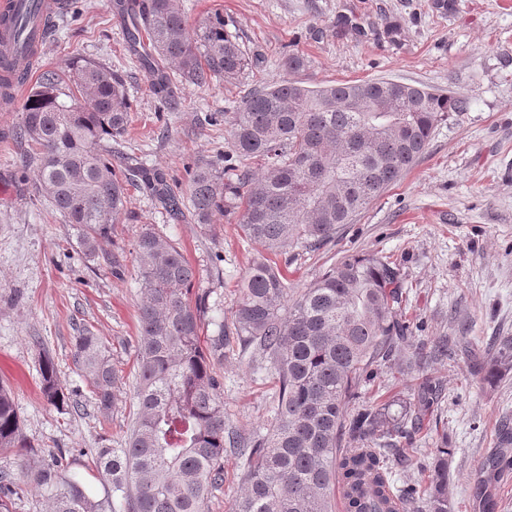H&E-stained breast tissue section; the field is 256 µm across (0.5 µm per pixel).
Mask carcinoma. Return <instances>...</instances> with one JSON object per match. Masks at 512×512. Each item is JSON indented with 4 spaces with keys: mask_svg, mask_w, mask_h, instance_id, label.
I'll use <instances>...</instances> for the list:
<instances>
[{
    "mask_svg": "<svg viewBox=\"0 0 512 512\" xmlns=\"http://www.w3.org/2000/svg\"><path fill=\"white\" fill-rule=\"evenodd\" d=\"M127 29L128 49L169 100L171 79L205 84L247 69L250 60L224 31V16L188 31L176 0H113ZM38 52L30 28L0 56V94L25 74L17 62ZM372 108L354 110L357 96ZM469 102L451 93L388 80L303 86L276 80L243 96L233 112L209 115L231 140L226 165L188 168L187 189L157 168L112 159V142L127 133L131 104L120 75L91 59L72 57L38 76L23 99L17 137L33 148L29 161L53 206L79 231L85 256L96 255L137 183L170 217L191 215L204 227L233 214L266 255L246 271L233 308L234 331L209 318L208 294L193 293L195 268L180 247L144 224L135 261L141 303L136 344L138 411L122 448H96L92 462L102 494L70 475L63 459H36L21 428L12 389L0 383V453L20 458L21 473L47 493L50 512H208L224 481V452L240 459L241 497L233 512H333L342 487L343 512H394L393 500L426 512H448V448L424 489L401 490L390 479L389 446L411 438L439 396L423 378L417 397L365 405L348 416L345 404L387 363L409 328L398 318L403 283L397 265L370 253L346 255L294 290L270 256L286 245L317 250L335 238L386 188L411 169L436 126ZM215 326L212 335L205 328ZM252 360L278 372L277 404L268 432L244 437L225 428L224 392L216 364L228 335ZM73 357L98 410L115 406L118 377L110 350L89 328L73 337ZM488 382L512 370V336L496 352L474 357ZM43 400L63 413L75 408L60 385L53 358L42 352ZM16 482L0 477V512H11Z\"/></svg>",
    "mask_w": 512,
    "mask_h": 512,
    "instance_id": "cac0c4a2",
    "label": "carcinoma"
}]
</instances>
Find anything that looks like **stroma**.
I'll list each match as a JSON object with an SVG mask.
<instances>
[{
	"mask_svg": "<svg viewBox=\"0 0 512 512\" xmlns=\"http://www.w3.org/2000/svg\"><path fill=\"white\" fill-rule=\"evenodd\" d=\"M188 28L213 13L224 16L251 64L244 73L197 85L179 83L174 110L164 107L150 77L129 53L112 0H73L43 46L36 70L73 56L95 60L122 76L133 122L113 145L126 156L184 178L186 166L217 161L228 151L223 128L206 125L212 112L234 111L263 84L292 76L308 87L336 82L393 80L466 98L467 111L435 128L416 164L353 223L321 249L283 248L278 265L300 288L345 255L391 257L400 265L411 330L391 363L363 384L360 403L411 401L420 378L401 373L403 360L429 355L440 338L452 354L428 370L442 391L414 452L393 465L396 487L427 481L433 448L447 440L449 512H482L475 473L497 445L502 423L512 424V372L495 384L469 367L470 348L492 352L512 336V0H176ZM403 28L400 40L384 33ZM305 59L286 73L289 53ZM20 109L0 111V380L12 388L22 430L39 458L65 456L73 475L92 487L100 478L91 450L121 447L137 411L135 346L139 295L133 245L141 225L174 241L198 272L195 285L211 291L231 320L238 285L263 250L247 242L233 219L203 229L192 217L172 220L156 199L129 188L124 214L86 258L78 233L56 212L24 159L31 148L14 140ZM108 345L118 373L115 408L101 413L72 356L78 328ZM53 357L58 380L78 411L48 406L40 393L39 349ZM225 425L243 435L266 434L277 395L269 361L254 365L238 344L224 348ZM0 472L20 473L19 459L0 454ZM12 512H47L44 493L20 480Z\"/></svg>",
	"mask_w": 512,
	"mask_h": 512,
	"instance_id": "obj_1",
	"label": "stroma"
}]
</instances>
